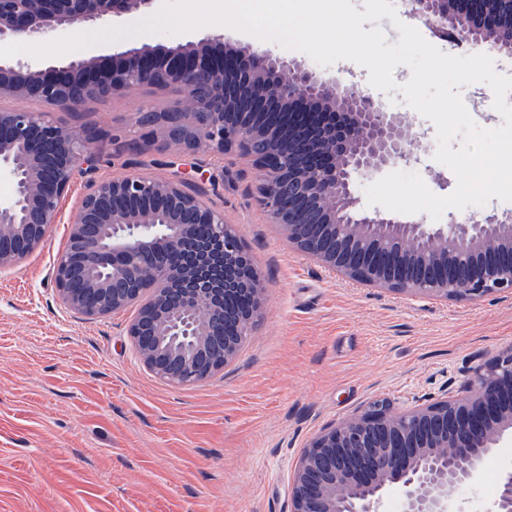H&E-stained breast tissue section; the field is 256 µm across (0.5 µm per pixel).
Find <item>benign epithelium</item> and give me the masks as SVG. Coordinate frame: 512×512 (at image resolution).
<instances>
[{
	"label": "benign epithelium",
	"instance_id": "benign-epithelium-1",
	"mask_svg": "<svg viewBox=\"0 0 512 512\" xmlns=\"http://www.w3.org/2000/svg\"><path fill=\"white\" fill-rule=\"evenodd\" d=\"M156 2L0 0V43L46 42ZM461 2L415 0V10L455 45L470 39L452 28V15L474 31L512 28V15L486 11L483 0ZM171 86L188 94V105L171 108L173 125L150 110L135 113L133 144L155 142L161 128L188 150L204 145L248 159L264 172L256 203L293 249L394 293L446 301L512 292V221L452 216L433 225L358 213L354 177L407 161L425 145L354 83L319 77L271 49L234 47L222 34L63 63L0 58V97L70 112L91 99ZM96 161L92 138L46 113L0 110V179L10 185L0 199L1 271L43 244L71 182ZM70 224L54 266L61 300L88 318L138 306L130 325L138 357L170 385L213 377L263 314L266 282L253 255L184 173L92 179ZM88 293L99 299L95 310L84 305ZM465 392L403 412L377 401L324 427L295 466L290 512H383L394 490L398 512H469L453 490L475 479L493 449L512 443V346L476 369ZM486 512H512L511 469L498 475Z\"/></svg>",
	"mask_w": 512,
	"mask_h": 512
}]
</instances>
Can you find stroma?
Listing matches in <instances>:
<instances>
[{"label": "stroma", "instance_id": "stroma-1", "mask_svg": "<svg viewBox=\"0 0 512 512\" xmlns=\"http://www.w3.org/2000/svg\"><path fill=\"white\" fill-rule=\"evenodd\" d=\"M185 98L177 87L138 89L50 118L94 136L97 176L190 170L255 256L269 284L264 315L213 378L174 386L153 377L128 334L136 307L90 319L58 296L56 257L87 184L77 176L44 244L0 271V512H289L294 467L324 426L377 399L404 409L458 394L512 346L510 294H395L292 250L255 204L261 174L247 159L161 139L129 151L134 113ZM381 99L427 145L398 170L450 195L457 178L434 158L433 123L399 91ZM510 466L512 446L497 449L457 497L478 510Z\"/></svg>", "mask_w": 512, "mask_h": 512}]
</instances>
